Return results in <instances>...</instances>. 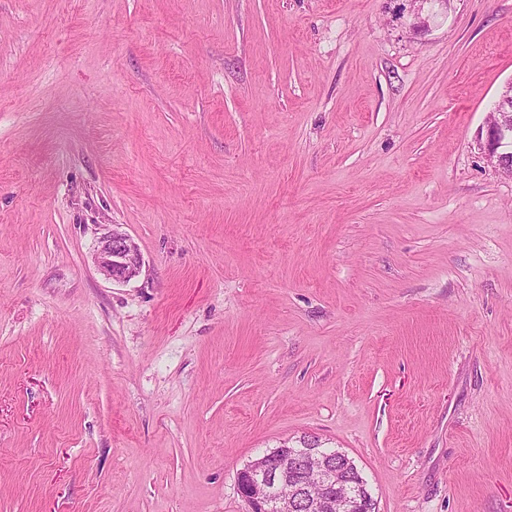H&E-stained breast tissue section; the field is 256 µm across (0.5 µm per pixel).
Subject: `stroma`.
<instances>
[{
	"label": "stroma",
	"instance_id": "35a3bbf8",
	"mask_svg": "<svg viewBox=\"0 0 512 512\" xmlns=\"http://www.w3.org/2000/svg\"><path fill=\"white\" fill-rule=\"evenodd\" d=\"M511 80L512 0H0V512H248L302 436L512 512ZM476 141L487 161L512 177V80L501 91ZM94 263L106 280L126 283L140 274L143 260L132 239L113 228L99 238Z\"/></svg>",
	"mask_w": 512,
	"mask_h": 512
}]
</instances>
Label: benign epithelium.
<instances>
[{
	"label": "benign epithelium",
	"instance_id": "1",
	"mask_svg": "<svg viewBox=\"0 0 512 512\" xmlns=\"http://www.w3.org/2000/svg\"><path fill=\"white\" fill-rule=\"evenodd\" d=\"M477 144L487 161L512 177V81L503 87L494 110L479 130ZM94 263L105 279L126 283L140 274L143 260L132 239L114 229L99 238ZM310 462L319 469L320 490L305 495L306 508L309 512H320L330 490L347 481L353 460L341 451H328L317 439L309 440V447L303 450L301 457L283 445L238 472V492L248 503L250 512H294L295 504L284 489L294 480L296 468Z\"/></svg>",
	"mask_w": 512,
	"mask_h": 512
}]
</instances>
